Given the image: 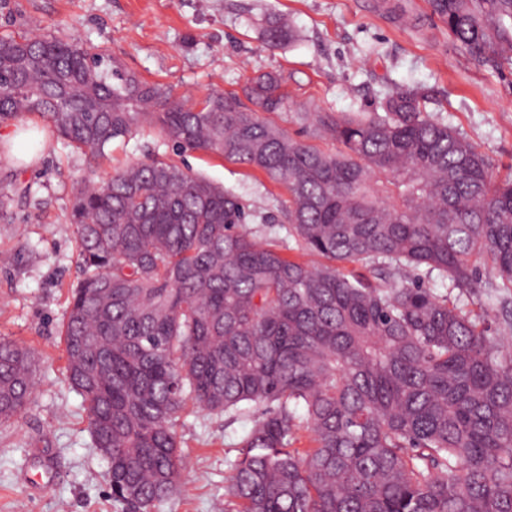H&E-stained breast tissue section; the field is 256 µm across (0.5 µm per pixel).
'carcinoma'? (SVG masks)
Listing matches in <instances>:
<instances>
[{
  "label": "carcinoma",
  "instance_id": "obj_1",
  "mask_svg": "<svg viewBox=\"0 0 512 512\" xmlns=\"http://www.w3.org/2000/svg\"><path fill=\"white\" fill-rule=\"evenodd\" d=\"M427 4L476 66L512 74V0ZM288 39L277 20L262 31L268 49ZM245 96L185 106L77 41L0 35V123L35 115L95 162L72 202L82 278L61 336L93 444L112 449V500L156 512L173 495L187 405H254L224 512H512V348L407 277L466 288L481 262L511 289L512 175L494 178L422 88L305 114L335 151L259 116L288 108L278 77ZM147 128L283 185L288 236L328 263L283 256L237 196L172 159L102 177L112 141ZM487 296L512 334V294ZM33 389L30 353L0 338L1 424ZM304 429L311 448L295 447Z\"/></svg>",
  "mask_w": 512,
  "mask_h": 512
}]
</instances>
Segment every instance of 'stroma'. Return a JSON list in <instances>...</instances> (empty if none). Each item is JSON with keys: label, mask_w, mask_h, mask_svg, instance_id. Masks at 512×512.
Listing matches in <instances>:
<instances>
[{"label": "stroma", "mask_w": 512, "mask_h": 512, "mask_svg": "<svg viewBox=\"0 0 512 512\" xmlns=\"http://www.w3.org/2000/svg\"><path fill=\"white\" fill-rule=\"evenodd\" d=\"M417 15L404 27L376 0H0V34H51L106 51L147 82L165 84L190 105L212 92L243 93L251 79L283 78L288 109L264 118L324 150L335 141L312 134L304 112H373L392 85L428 90L427 112L445 118L487 155L497 175L512 172V76L477 67L452 43L425 0H400ZM283 19L290 44L264 48L261 29ZM37 117L0 125V189L32 190L0 218V337L27 347L35 361L28 408L0 424V512H116L107 464L92 443L81 397L66 377L60 331L81 272L71 222L72 197L91 163L54 132L35 159H14L4 134ZM103 171L150 157L178 156L193 172L219 183L248 207L250 224L275 249L301 257L285 231V188L261 171L200 151L175 154L156 130L114 141ZM415 275L488 326L504 331L505 315L485 301L493 275L478 269L471 288L452 287L426 269ZM259 417L188 407L178 432L188 465L159 512H224L225 479L241 438Z\"/></svg>", "instance_id": "stroma-1"}]
</instances>
